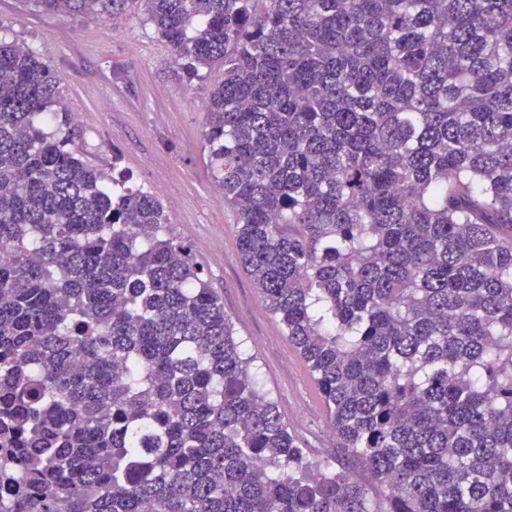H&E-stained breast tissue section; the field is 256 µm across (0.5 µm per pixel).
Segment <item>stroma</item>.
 <instances>
[{
    "label": "stroma",
    "instance_id": "1",
    "mask_svg": "<svg viewBox=\"0 0 512 512\" xmlns=\"http://www.w3.org/2000/svg\"><path fill=\"white\" fill-rule=\"evenodd\" d=\"M0 22L7 39L26 44L60 77L84 160L118 166L170 202L174 233L222 295L259 387L308 447L344 467L313 378L239 260L235 215L206 166V82L188 80L137 11L116 31L107 20L41 12L33 0H0Z\"/></svg>",
    "mask_w": 512,
    "mask_h": 512
}]
</instances>
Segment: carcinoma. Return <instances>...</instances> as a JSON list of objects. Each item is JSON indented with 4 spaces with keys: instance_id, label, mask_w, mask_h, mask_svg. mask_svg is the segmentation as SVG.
<instances>
[{
    "instance_id": "cac0c4a2",
    "label": "carcinoma",
    "mask_w": 512,
    "mask_h": 512,
    "mask_svg": "<svg viewBox=\"0 0 512 512\" xmlns=\"http://www.w3.org/2000/svg\"><path fill=\"white\" fill-rule=\"evenodd\" d=\"M36 2L138 4L223 73L239 259L381 497L303 447L160 197L83 161L0 38V512H512V0Z\"/></svg>"
}]
</instances>
